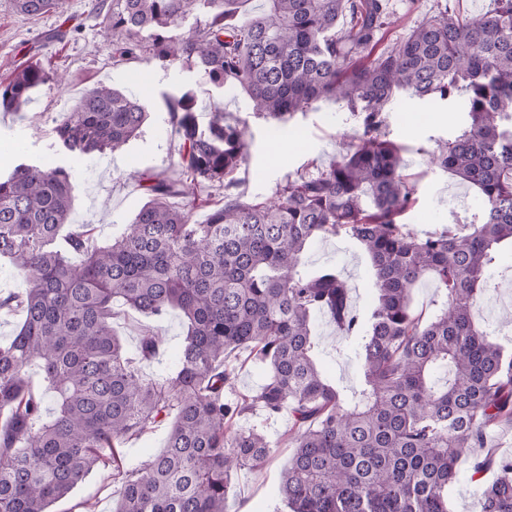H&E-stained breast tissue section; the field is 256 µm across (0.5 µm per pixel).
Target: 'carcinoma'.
Returning a JSON list of instances; mask_svg holds the SVG:
<instances>
[{
    "instance_id": "obj_1",
    "label": "carcinoma",
    "mask_w": 512,
    "mask_h": 512,
    "mask_svg": "<svg viewBox=\"0 0 512 512\" xmlns=\"http://www.w3.org/2000/svg\"><path fill=\"white\" fill-rule=\"evenodd\" d=\"M92 0L112 58L152 57L190 66L203 83L245 94L254 114L285 122L319 100L342 102L362 120L358 142L316 175L289 179L275 198L245 201L235 174L249 150L246 129L222 112L207 126L197 94L170 99L190 180L146 178L150 200L122 236L96 246L71 223L64 168L19 164L0 177V258L23 291L0 297L19 309L16 335L0 343V512H51L94 471L118 476L115 512H227L237 472L292 449L279 489L291 512H451L448 485L459 460L512 426V350L476 319L497 252L512 247V0L480 15L441 3L401 41L378 48L386 0ZM34 18L65 0H11ZM194 24L181 30L189 19ZM62 78L37 63L18 67L0 105L20 112L30 94ZM403 91L467 96L470 128L439 144L432 160L476 188L484 211L459 229L420 235L403 223L415 185L401 146L381 133L383 112ZM148 118L144 101L106 85L87 89L55 132L69 151L116 152ZM200 185L224 189L203 224ZM172 197L187 200L182 207ZM344 233L369 260L377 292L364 322L331 268L300 272L308 244ZM65 238L66 247L60 246ZM440 290L429 317L412 307L424 280ZM117 301L147 317L181 313L186 334L174 371L160 381L139 363L159 353L146 330L127 355L113 325ZM324 312L359 345L360 385L345 397L315 362L312 317ZM235 351L265 363L257 390L233 392ZM40 367L54 393L27 375ZM262 409L288 412L272 442L264 425L236 421ZM164 450L140 468L118 451L164 421ZM497 477L476 512H512V456L475 459L473 474Z\"/></svg>"
}]
</instances>
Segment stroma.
Returning a JSON list of instances; mask_svg holds the SVG:
<instances>
[{
  "instance_id": "obj_1",
  "label": "stroma",
  "mask_w": 512,
  "mask_h": 512,
  "mask_svg": "<svg viewBox=\"0 0 512 512\" xmlns=\"http://www.w3.org/2000/svg\"><path fill=\"white\" fill-rule=\"evenodd\" d=\"M392 24L381 43L403 38L430 13L434 0H387ZM35 60L64 75V86L46 85L34 91L27 107L13 112L0 107V172L24 162L46 169L63 167L74 184L73 225H88L95 243L119 237L132 223L149 194L143 176L160 171L181 177L178 166L180 142L167 108L169 97L196 91L197 116L207 125L212 112L245 125L250 142L249 158L237 177L244 200L273 198L278 187L297 175H313L342 154L344 145L361 130V122L344 104L320 101L288 122L273 123L255 116L247 97L229 88L199 91L196 70L166 67L154 59L114 62L112 47L99 32L90 13L89 0H68L64 12L29 18L17 14L11 0H0V84L14 71ZM105 84L144 99L149 112L140 134L122 151L75 155L62 149L54 133L60 114L70 111L88 88ZM382 132L402 148L403 172L416 188V203L404 221L418 233L444 226L466 224L481 213L476 191L448 171L431 163L439 142L450 140L470 124L465 96L447 100L398 95L383 114ZM302 135L305 147L275 156L274 147L294 135ZM330 267L342 272L350 288L351 304L359 317H367L374 303L369 262L360 246L341 234L309 244L301 272L305 275ZM497 289L480 303V323L502 343L512 342V324L503 320L512 310V249L503 248L489 270ZM113 325L125 341L129 354H136L143 331L153 330L163 338L156 357L144 364L147 377L167 375L175 366L186 333L178 312L164 319L145 317L124 305L114 307ZM315 356L323 375L341 390L360 382L358 344L344 338L327 315L313 317ZM167 424H160L120 450L126 467L144 464L165 447ZM290 453L279 448L262 469L243 470L235 476L229 497L230 512H284L278 496L280 470ZM448 491L452 512H475L482 488L496 477L494 471L473 476L470 457L457 467ZM115 485L111 470L93 472L70 497L52 506V512H113Z\"/></svg>"
}]
</instances>
